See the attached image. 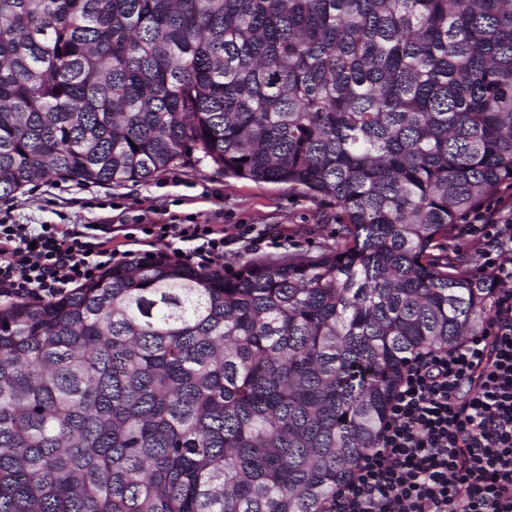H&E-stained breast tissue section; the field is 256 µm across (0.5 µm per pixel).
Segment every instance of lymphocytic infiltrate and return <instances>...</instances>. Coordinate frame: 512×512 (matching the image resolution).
<instances>
[{"mask_svg":"<svg viewBox=\"0 0 512 512\" xmlns=\"http://www.w3.org/2000/svg\"><path fill=\"white\" fill-rule=\"evenodd\" d=\"M466 233L481 244L498 284L484 330L454 349L410 363L395 388L373 446L336 491L330 512H512V223L478 207ZM125 239L168 248L188 244L198 267L224 261V249L278 244L282 230L222 228L172 217L168 224L120 227ZM112 239L98 225L16 224L0 219V302L64 298L111 268Z\"/></svg>","mask_w":512,"mask_h":512,"instance_id":"lymphocytic-infiltrate-1","label":"lymphocytic infiltrate"}]
</instances>
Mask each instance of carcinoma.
Here are the masks:
<instances>
[{
    "label": "carcinoma",
    "instance_id": "1",
    "mask_svg": "<svg viewBox=\"0 0 512 512\" xmlns=\"http://www.w3.org/2000/svg\"><path fill=\"white\" fill-rule=\"evenodd\" d=\"M194 154L336 242L0 307V512H328L407 363L485 327L452 242L512 190V0H0V200Z\"/></svg>",
    "mask_w": 512,
    "mask_h": 512
}]
</instances>
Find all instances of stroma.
Instances as JSON below:
<instances>
[{
  "instance_id": "stroma-1",
  "label": "stroma",
  "mask_w": 512,
  "mask_h": 512,
  "mask_svg": "<svg viewBox=\"0 0 512 512\" xmlns=\"http://www.w3.org/2000/svg\"><path fill=\"white\" fill-rule=\"evenodd\" d=\"M11 216L22 224L165 222L169 215L195 216L233 234L239 224H279L288 230L282 249L314 253L336 234L335 214L281 183L235 180L208 162L166 171L146 183L120 187L74 182L37 183L17 194Z\"/></svg>"
}]
</instances>
